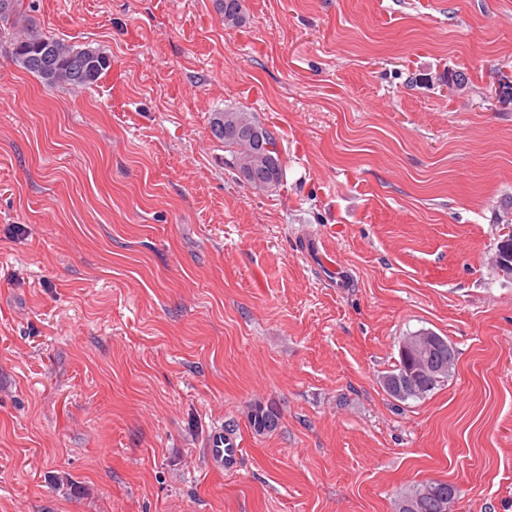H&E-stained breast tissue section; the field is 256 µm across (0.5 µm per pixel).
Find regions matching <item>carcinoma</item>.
Listing matches in <instances>:
<instances>
[{
  "label": "carcinoma",
  "instance_id": "cac0c4a2",
  "mask_svg": "<svg viewBox=\"0 0 512 512\" xmlns=\"http://www.w3.org/2000/svg\"><path fill=\"white\" fill-rule=\"evenodd\" d=\"M216 8L227 27L245 21L244 0H216ZM12 61L23 71L37 77L48 87L79 88L94 84L112 65L110 56L97 48H78L33 27L12 33ZM212 135L224 143V165L239 175L247 172L256 178L247 184L275 192L282 185L283 163L276 137L252 112L226 110L214 115ZM457 352L448 338L437 347H428L416 358L399 354L396 368L386 374L397 378L398 385L385 392L400 401L420 400L447 381L456 366ZM249 423L258 434L275 430L279 413L271 405L251 408ZM458 496V488L448 482L424 481L399 500V505L414 503V512H448Z\"/></svg>",
  "mask_w": 512,
  "mask_h": 512
}]
</instances>
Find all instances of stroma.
<instances>
[{
    "label": "stroma",
    "mask_w": 512,
    "mask_h": 512,
    "mask_svg": "<svg viewBox=\"0 0 512 512\" xmlns=\"http://www.w3.org/2000/svg\"><path fill=\"white\" fill-rule=\"evenodd\" d=\"M244 6L0 25V512H397L426 480L512 512V0ZM28 23L111 69L44 86L11 61ZM224 109L275 135L278 192L225 167ZM421 329L456 367L401 402L380 380ZM220 424L234 473L206 464ZM244 0H216V8L227 27H238L245 21ZM249 423L257 434L275 430L279 424V413L272 405L255 404L249 414Z\"/></svg>",
    "instance_id": "35a3bbf8"
}]
</instances>
